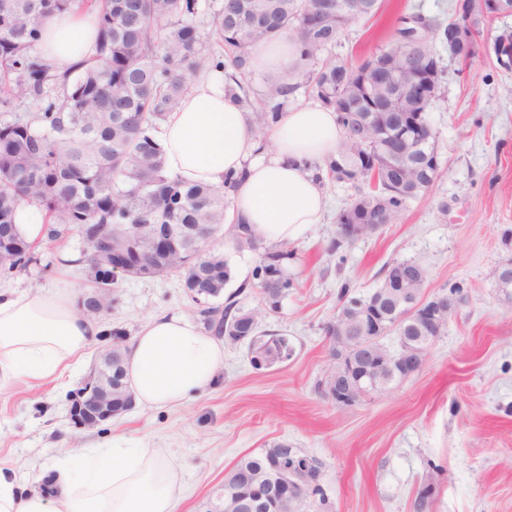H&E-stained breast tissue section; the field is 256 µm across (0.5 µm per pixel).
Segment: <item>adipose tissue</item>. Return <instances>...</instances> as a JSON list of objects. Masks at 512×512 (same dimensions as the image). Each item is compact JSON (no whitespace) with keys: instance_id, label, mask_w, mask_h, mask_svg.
Returning <instances> with one entry per match:
<instances>
[{"instance_id":"1","label":"adipose tissue","mask_w":512,"mask_h":512,"mask_svg":"<svg viewBox=\"0 0 512 512\" xmlns=\"http://www.w3.org/2000/svg\"><path fill=\"white\" fill-rule=\"evenodd\" d=\"M98 28L90 14L46 18L34 50L66 67L94 55ZM299 56L284 35L258 45V71L288 69ZM344 136L332 107L317 103L281 113L260 148L252 116L228 92L224 70L212 69L169 112L159 135L166 165L182 179L212 185L241 173L228 192L231 219L248 224L267 243L300 238L321 223L323 191L308 163L335 156ZM100 324L74 297L56 291L0 292V387L17 380L44 382L77 365L95 343ZM126 374L137 406L182 405L214 385L224 345L192 319L157 316L131 339ZM52 493L24 490L12 469L0 468V512H179L183 482L166 449L107 446L67 452L53 464Z\"/></svg>"}]
</instances>
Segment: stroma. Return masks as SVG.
<instances>
[{
  "mask_svg": "<svg viewBox=\"0 0 512 512\" xmlns=\"http://www.w3.org/2000/svg\"><path fill=\"white\" fill-rule=\"evenodd\" d=\"M455 3L383 0L375 17L349 28L325 56L360 63L389 43L399 14L441 26L453 19ZM510 31L512 15L484 26L463 69L439 36L428 34L448 71L429 113L440 176L394 223L337 245L336 216L359 189L324 184L323 222L286 245L294 286L279 313L259 320L261 330L288 336L294 347L288 361L258 370L247 343H228L218 382L183 405L136 407L79 429L69 418L68 396L103 349L104 340H97L86 361L60 381L18 382L0 392V464L27 475L33 489L68 449L124 436L134 446L170 449L185 470L181 512H201L240 457L285 441L321 464L327 504L314 512H512V309L495 283L499 263L512 257L503 238L512 230V70L502 69L494 52L498 36ZM83 249L75 236L42 248L46 268L0 274V291L88 292ZM395 259L420 261L426 295L454 288L461 304L418 375L356 406L336 407L318 383L338 292L346 284L354 295H367L383 265ZM194 310L179 274L125 277L97 320L104 331L120 327L133 335L152 317L190 318Z\"/></svg>",
  "mask_w": 512,
  "mask_h": 512,
  "instance_id": "35a3bbf8",
  "label": "stroma"
}]
</instances>
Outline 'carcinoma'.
<instances>
[{
    "label": "carcinoma",
    "instance_id": "1",
    "mask_svg": "<svg viewBox=\"0 0 512 512\" xmlns=\"http://www.w3.org/2000/svg\"><path fill=\"white\" fill-rule=\"evenodd\" d=\"M350 0H323L327 24L318 31L306 25L308 0H219L201 8L200 0H0V225L16 226L22 205L45 214L43 238L30 241L22 232L0 241L9 273L41 263L38 248L45 242L61 244L75 234L84 239L105 227L119 236L124 224H197L209 236L226 231L234 249L260 251L252 276L261 287V270L269 266L283 273L284 287L265 288L261 301L278 302L293 287L288 278V251L264 248L263 241L244 224L228 218L226 190L237 177H224V187L188 184L172 174L162 144L154 135L166 114L189 91V78L217 65L225 70L229 90L254 113L260 134H267L298 87L307 77L321 103L332 106L344 130L372 116L370 97L383 98L378 86L364 93L353 81L344 85L336 76L355 73L381 59L375 52L357 66L325 61L344 32L376 16L381 0H359L356 12L336 9ZM77 7L97 14L98 44L94 57L61 71L32 52L39 25L48 15ZM290 33L299 42V61L283 76L266 83L261 101L253 103L247 77L255 47ZM402 28L395 29L386 47L394 69L403 66L407 44ZM397 128L386 123L368 136L344 137L336 157L315 165L325 178L365 184L337 217L339 224H376L380 215L392 223L400 208L423 195L421 187L434 184L432 165L395 157L391 142ZM180 272L187 282L199 280L196 313L206 330L229 342L238 318L258 316L240 296L246 285L224 295L233 280L229 259L203 246L175 253L162 263L150 258L134 275ZM226 297L219 303L217 299ZM112 380L121 385L117 398L133 401L126 382L123 347L115 345ZM288 462L303 470V493L295 500L277 499L270 512H305L308 500L325 502L318 483V464L305 465L306 456L281 441L243 456L224 476V510L237 512L239 493L275 482L272 469Z\"/></svg>",
    "mask_w": 512,
    "mask_h": 512
}]
</instances>
